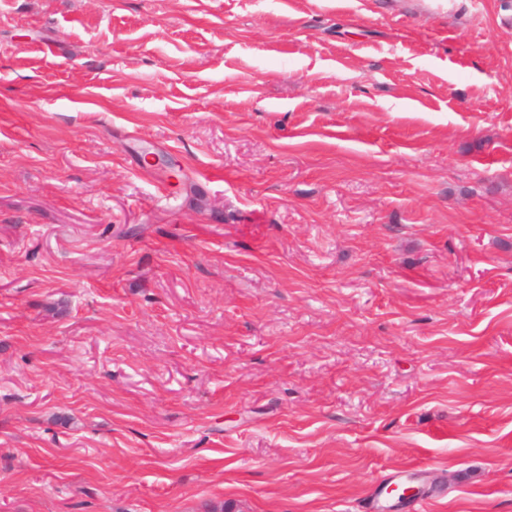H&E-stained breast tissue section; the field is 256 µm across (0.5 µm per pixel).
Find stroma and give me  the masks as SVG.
Here are the masks:
<instances>
[{
    "label": "stroma",
    "instance_id": "obj_1",
    "mask_svg": "<svg viewBox=\"0 0 512 512\" xmlns=\"http://www.w3.org/2000/svg\"><path fill=\"white\" fill-rule=\"evenodd\" d=\"M389 482L512 512V5L0 0V512Z\"/></svg>",
    "mask_w": 512,
    "mask_h": 512
}]
</instances>
